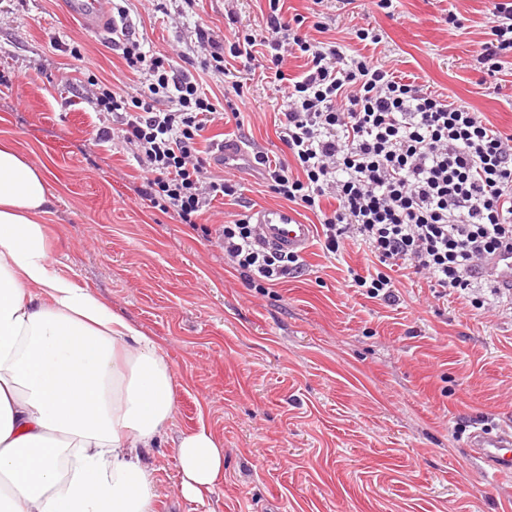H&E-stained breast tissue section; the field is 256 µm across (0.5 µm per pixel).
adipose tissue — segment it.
Wrapping results in <instances>:
<instances>
[{
  "label": "adipose tissue",
  "mask_w": 512,
  "mask_h": 512,
  "mask_svg": "<svg viewBox=\"0 0 512 512\" xmlns=\"http://www.w3.org/2000/svg\"><path fill=\"white\" fill-rule=\"evenodd\" d=\"M43 166L0 144V512H152L144 449L174 413L157 344L51 257ZM183 496L224 474L206 429L178 444Z\"/></svg>",
  "instance_id": "obj_1"
}]
</instances>
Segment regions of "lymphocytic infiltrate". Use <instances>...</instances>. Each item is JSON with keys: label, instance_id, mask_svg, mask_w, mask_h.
Returning a JSON list of instances; mask_svg holds the SVG:
<instances>
[{"label": "lymphocytic infiltrate", "instance_id": "lymphocytic-infiltrate-1", "mask_svg": "<svg viewBox=\"0 0 512 512\" xmlns=\"http://www.w3.org/2000/svg\"><path fill=\"white\" fill-rule=\"evenodd\" d=\"M267 2L262 25L233 41L199 30L196 56L206 72L228 74L233 60L245 74L262 70L282 94L287 159L251 155L267 188L320 215L328 253L349 238L364 243L379 268L352 282L369 298L397 304L389 270L402 266L428 275L435 298L472 294L482 259L512 246V134L373 56L309 38L304 16L284 17L281 0ZM117 14L124 60L148 82L130 98L100 84L92 102L120 116L143 172L141 199L178 223H197L213 200L241 189L233 178L212 176L198 147L212 123L238 118L241 107L230 98L212 101L165 54L143 50L125 8ZM484 34L477 62L492 76L512 56V0H493ZM288 54L304 60L292 82L281 69ZM328 200L336 203L329 212ZM215 235L249 287L268 288L303 267L300 256L262 244L249 215L225 221Z\"/></svg>", "mask_w": 512, "mask_h": 512}]
</instances>
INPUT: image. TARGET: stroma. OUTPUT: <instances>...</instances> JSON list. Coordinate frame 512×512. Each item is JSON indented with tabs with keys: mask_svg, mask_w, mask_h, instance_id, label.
<instances>
[{
	"mask_svg": "<svg viewBox=\"0 0 512 512\" xmlns=\"http://www.w3.org/2000/svg\"><path fill=\"white\" fill-rule=\"evenodd\" d=\"M151 50L195 59L197 28L216 39L261 24L266 0H125ZM490 0H284L285 16L318 17V40L357 48L371 24L378 61L447 95L512 134V63L476 69ZM462 17L448 28L449 12ZM111 29L86 31L67 0H0V140L46 167L47 225L59 272L90 288L155 341L173 372L175 411L159 444L154 512H512V477L491 479L471 458V428L512 426V313L494 310L488 281L476 309L435 299L425 277L395 272L389 306L351 288L373 258L348 241L311 239L298 277L257 292L208 241L231 213L282 206L242 171L239 201L215 200L200 224L143 201L133 145L97 138L119 128L87 98L92 79L139 95ZM242 122L211 124L200 143L227 140L281 156V97L253 76ZM208 429L224 444V476L203 501L180 491L177 445Z\"/></svg>",
	"mask_w": 512,
	"mask_h": 512,
	"instance_id": "obj_1",
	"label": "stroma"
}]
</instances>
